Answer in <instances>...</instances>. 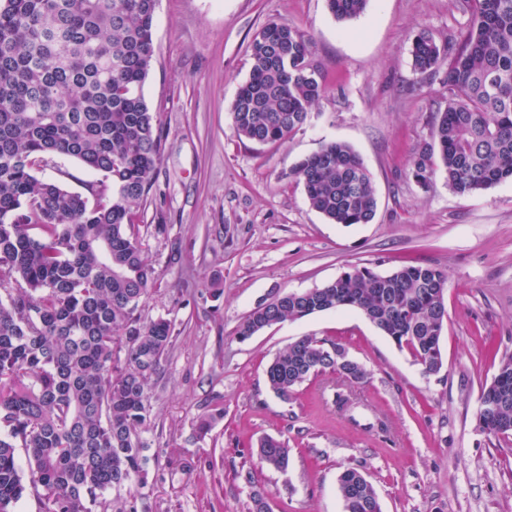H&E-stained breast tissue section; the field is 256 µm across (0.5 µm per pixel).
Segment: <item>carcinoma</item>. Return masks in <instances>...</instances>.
Returning <instances> with one entry per match:
<instances>
[{
  "instance_id": "1",
  "label": "carcinoma",
  "mask_w": 512,
  "mask_h": 512,
  "mask_svg": "<svg viewBox=\"0 0 512 512\" xmlns=\"http://www.w3.org/2000/svg\"><path fill=\"white\" fill-rule=\"evenodd\" d=\"M158 0H0V512L30 493L43 512H136L105 494L144 471L141 433L154 378L175 338L174 323L141 321L138 308L158 279L133 216L149 195L162 147L143 87L153 56ZM339 22L368 0H326ZM470 23L454 44L428 32L411 44L415 70L447 65L448 106L437 146L416 153L413 176L433 175L438 151L448 187L470 196L512 179V0H471ZM252 66L230 107L236 136L285 140L326 94L303 32L271 22L254 35ZM77 161L102 176L96 200L38 176L44 157ZM312 209L332 224H369L377 210L372 176L345 142H328L294 168ZM447 276L431 266L387 274L368 268L255 308L242 339L285 320L342 307L360 310L407 348L425 372L443 366L440 347ZM344 350L302 336L268 365L281 400L312 377L365 381ZM489 434L512 435V355L482 390ZM224 409L196 421L206 436ZM26 451L22 468L16 449ZM260 463L288 466L286 442L262 438ZM344 512H381L371 482L346 469Z\"/></svg>"
}]
</instances>
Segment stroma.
Masks as SVG:
<instances>
[{
    "instance_id": "obj_1",
    "label": "stroma",
    "mask_w": 512,
    "mask_h": 512,
    "mask_svg": "<svg viewBox=\"0 0 512 512\" xmlns=\"http://www.w3.org/2000/svg\"><path fill=\"white\" fill-rule=\"evenodd\" d=\"M469 18L460 0H369L348 22L326 0H158L144 96L162 150L135 222L159 278L138 313L172 320L175 340L152 387L137 512H251L258 490L271 512H343L348 468L373 484L382 512H512V437L488 435L477 415L512 354V180L461 197L443 170L425 184L412 175L448 86L445 70H414L411 40L426 30L446 43ZM272 21L309 37L327 92L287 140L256 144L236 137L230 106L251 40ZM329 141L350 144L369 169L371 223L331 224L310 207L293 168ZM43 174L85 195L100 180L58 156ZM405 265L448 276L438 373L350 308L237 335L276 295ZM305 335L342 344L365 367L349 408L337 410L332 374L287 401L270 391L268 364ZM218 404L223 418L198 437L197 418ZM265 436L287 442L286 471L259 465Z\"/></svg>"
}]
</instances>
